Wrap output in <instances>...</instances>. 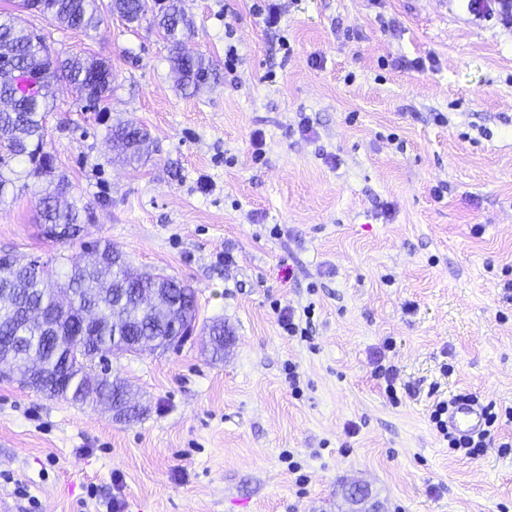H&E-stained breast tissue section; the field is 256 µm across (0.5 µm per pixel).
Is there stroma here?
<instances>
[{"instance_id": "obj_1", "label": "stroma", "mask_w": 512, "mask_h": 512, "mask_svg": "<svg viewBox=\"0 0 512 512\" xmlns=\"http://www.w3.org/2000/svg\"><path fill=\"white\" fill-rule=\"evenodd\" d=\"M254 2L185 0L184 49L217 75L189 96L151 19L83 33L0 0L53 52L112 65L99 108L60 83L46 120L85 240L190 284L229 336L220 361L199 331L111 357L147 407L133 423L0 375V512H345L355 485L378 512H512V419L474 457L430 420L439 395L512 407V16L278 0L271 27ZM119 121L150 132L145 164L112 152ZM44 187L0 204V255L79 253L42 237Z\"/></svg>"}]
</instances>
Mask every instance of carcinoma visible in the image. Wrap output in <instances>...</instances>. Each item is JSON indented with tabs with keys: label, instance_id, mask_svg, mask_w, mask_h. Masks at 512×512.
Returning a JSON list of instances; mask_svg holds the SVG:
<instances>
[{
	"label": "carcinoma",
	"instance_id": "1",
	"mask_svg": "<svg viewBox=\"0 0 512 512\" xmlns=\"http://www.w3.org/2000/svg\"><path fill=\"white\" fill-rule=\"evenodd\" d=\"M43 15L74 30L87 31L102 21L99 0H38ZM185 0H111L109 9L129 24L152 15L170 43L172 71L184 91H198L216 78L203 55H186L181 44L188 26ZM9 57L18 75L0 79V203L16 183L30 177L47 182L38 200L41 234L67 244L80 239V212L88 205L61 204L71 193L66 177L57 173L56 158L45 150L46 117L54 108L56 83H68L77 100L91 109L112 92V67L96 57L50 61L43 40L22 27L18 18L0 14V59ZM50 71L36 95L24 92L25 72ZM113 147L130 164L150 158L153 141L147 130L117 123L108 132ZM77 256L62 254L54 266L33 259L25 264L0 256V355L20 371L35 391L74 404L96 403L116 411L126 422L144 413L129 385L109 374L110 356L126 336L139 349L162 346L184 335L182 317L174 307L197 314L196 292L176 278L141 270L108 239L81 242ZM211 358L224 359V321L205 325Z\"/></svg>",
	"mask_w": 512,
	"mask_h": 512
}]
</instances>
